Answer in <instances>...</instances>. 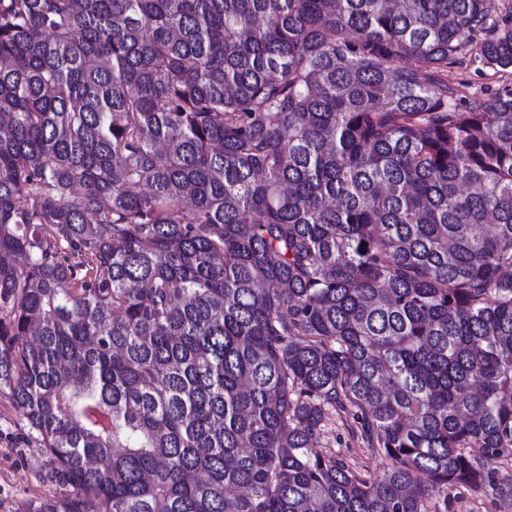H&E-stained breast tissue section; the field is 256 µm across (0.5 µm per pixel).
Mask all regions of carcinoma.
<instances>
[{"mask_svg":"<svg viewBox=\"0 0 512 512\" xmlns=\"http://www.w3.org/2000/svg\"><path fill=\"white\" fill-rule=\"evenodd\" d=\"M488 0H0V398L31 512L512 498V89ZM386 460L316 451L329 423ZM463 55L460 63L448 67V84L462 100H487L506 88H512V72H498L474 57ZM47 455L6 399H0V512H28L65 492L50 478Z\"/></svg>","mask_w":512,"mask_h":512,"instance_id":"1","label":"carcinoma"}]
</instances>
